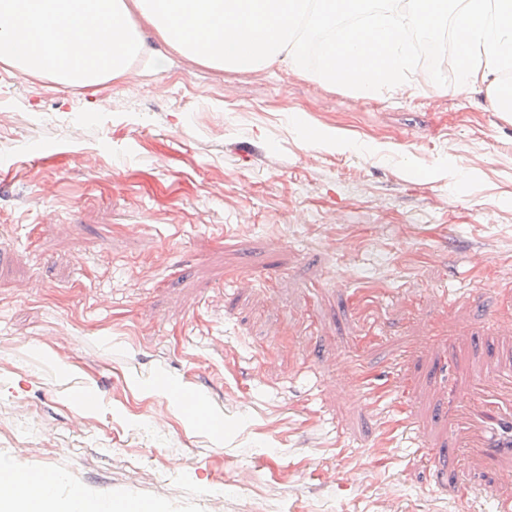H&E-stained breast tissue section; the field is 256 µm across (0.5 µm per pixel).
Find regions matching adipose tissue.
Returning <instances> with one entry per match:
<instances>
[{"mask_svg":"<svg viewBox=\"0 0 512 512\" xmlns=\"http://www.w3.org/2000/svg\"><path fill=\"white\" fill-rule=\"evenodd\" d=\"M0 512H79L71 498L47 493L38 475L0 466Z\"/></svg>","mask_w":512,"mask_h":512,"instance_id":"obj_1","label":"adipose tissue"}]
</instances>
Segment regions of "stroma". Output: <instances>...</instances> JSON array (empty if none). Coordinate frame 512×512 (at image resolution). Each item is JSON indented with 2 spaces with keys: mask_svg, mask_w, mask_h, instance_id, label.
Listing matches in <instances>:
<instances>
[{
  "mask_svg": "<svg viewBox=\"0 0 512 512\" xmlns=\"http://www.w3.org/2000/svg\"><path fill=\"white\" fill-rule=\"evenodd\" d=\"M132 21L123 78L0 63V465L163 512H497L448 388L512 349V117L422 67L361 98ZM344 365L347 379L352 386L358 389V392L363 397L371 399L375 403L384 401L388 397L387 390H381L370 382L356 364L355 360H345Z\"/></svg>",
  "mask_w": 512,
  "mask_h": 512,
  "instance_id": "35a3bbf8",
  "label": "stroma"
}]
</instances>
